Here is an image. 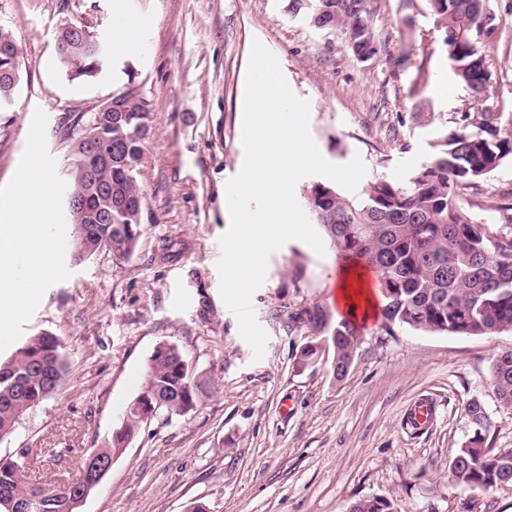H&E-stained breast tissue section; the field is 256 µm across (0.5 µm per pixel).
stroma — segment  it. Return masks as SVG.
Masks as SVG:
<instances>
[{"label":"stroma","mask_w":512,"mask_h":512,"mask_svg":"<svg viewBox=\"0 0 512 512\" xmlns=\"http://www.w3.org/2000/svg\"><path fill=\"white\" fill-rule=\"evenodd\" d=\"M500 32L486 45L496 75L488 107L512 112V0H490ZM286 0H0V25L19 49L21 81L0 112V186L14 176L30 130L47 116L46 144L59 176L71 170L61 136L68 117L97 111L135 81L153 114L145 141L142 234L130 259L99 252L68 263L44 293L22 337L57 336L68 364L53 396L0 440V457L30 448V481L73 482L84 457L121 424L150 356L174 343L211 391L193 411L157 420L116 459L79 512H346L359 499L389 498L401 512H512V486L459 484L451 461L472 435L479 401L490 447L512 449V410L489 378L512 350V331L429 333L368 322L343 378L333 354L299 366L324 332L298 322L305 308H336L332 243L323 253L291 240L268 259L252 305L268 335L261 359L241 337L220 295V237L229 229L226 186L244 163L242 99L253 42L278 60L292 92L310 103V133L325 160L361 157L366 180L405 183L433 153L456 113L477 102L457 82L426 0H368L378 52L357 59L347 37L291 17ZM138 38L114 46L121 15ZM80 21L110 46L98 77L68 80L55 35ZM512 203V164L465 196L482 224ZM432 398L437 418L412 430L406 415Z\"/></svg>","instance_id":"1"}]
</instances>
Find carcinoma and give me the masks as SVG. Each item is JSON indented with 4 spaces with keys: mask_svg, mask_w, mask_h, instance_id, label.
<instances>
[{
    "mask_svg": "<svg viewBox=\"0 0 512 512\" xmlns=\"http://www.w3.org/2000/svg\"><path fill=\"white\" fill-rule=\"evenodd\" d=\"M441 32L458 81L472 98L484 100L492 71L482 45L499 33L500 20L487 0H427ZM288 13L305 16L325 30H338L355 41L351 50L376 53L366 0H288ZM56 51L71 79L93 78L106 62V51L84 23L65 24L57 34ZM20 83L19 49L13 32L0 27V106L12 101ZM111 109L78 113L64 131L72 164L68 189L85 199L76 220L79 235L70 244L81 262L99 251L116 259L131 257L141 236L144 196L141 176L144 142L152 122L150 100L138 89L112 97ZM97 123L98 149H112L121 162L101 166L95 181L85 176L92 150L81 138L82 127ZM456 127L436 142V151L404 184L376 178L349 197L335 185L315 182L306 206L343 261L359 263L377 274L385 326L432 333L483 336L512 330V204L501 208L497 230L480 224L464 210L462 191L512 160V112L484 107L460 112ZM315 330L327 329L336 378L351 367L361 330L350 319L335 324L320 307L297 313ZM67 373L57 337H29L6 359H0V435H11L19 418L56 391ZM490 378L497 399L512 409V350L496 355ZM207 393V382L180 349L156 345L136 407L129 410L121 434L101 449L113 454L145 425L144 417L167 420L193 410ZM473 435L459 448L451 468L460 484L473 488L512 485V450L487 445L480 403L467 406ZM26 500L40 512H78L76 490L27 482L18 458H0V512L4 502ZM349 512H400L393 500L361 499Z\"/></svg>",
    "mask_w": 512,
    "mask_h": 512,
    "instance_id": "cac0c4a2",
    "label": "carcinoma"
}]
</instances>
